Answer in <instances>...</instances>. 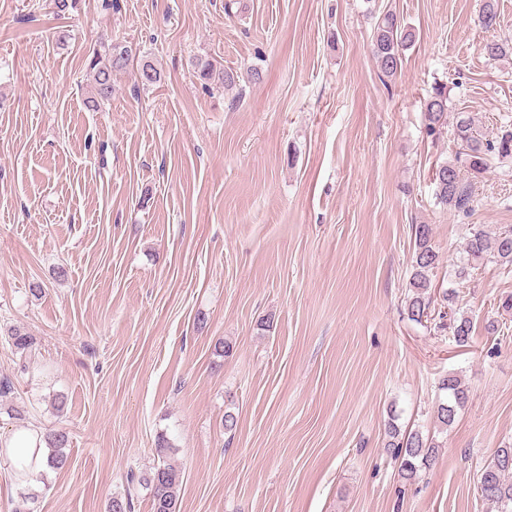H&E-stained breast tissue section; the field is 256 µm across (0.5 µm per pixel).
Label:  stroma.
I'll use <instances>...</instances> for the list:
<instances>
[{
	"instance_id": "1",
	"label": "stroma",
	"mask_w": 512,
	"mask_h": 512,
	"mask_svg": "<svg viewBox=\"0 0 512 512\" xmlns=\"http://www.w3.org/2000/svg\"><path fill=\"white\" fill-rule=\"evenodd\" d=\"M484 0H0V434L64 427L67 467L28 484L0 475V512H108L166 437L183 482L176 512H493L477 474L512 443V268L451 272L467 229H512V159H491L463 214L435 199L457 149L428 135L424 103L448 87L486 137L512 124V0L485 30ZM416 31L381 76L374 25ZM132 50L92 111L101 40ZM237 71L205 89L198 59ZM161 73L145 86L142 60ZM427 224L472 318L468 346L408 318L412 228ZM44 292L33 297L32 283ZM495 331H488V324ZM18 326L38 354L21 362ZM230 341L233 354L216 356ZM461 378L454 424L438 382ZM68 398L57 416L56 394ZM238 420L224 432V414ZM440 448L414 485L386 448L389 422ZM438 389L446 394L445 398L437 400L434 414L444 427H450L456 415L468 401V388L456 375L448 374L439 382Z\"/></svg>"
}]
</instances>
